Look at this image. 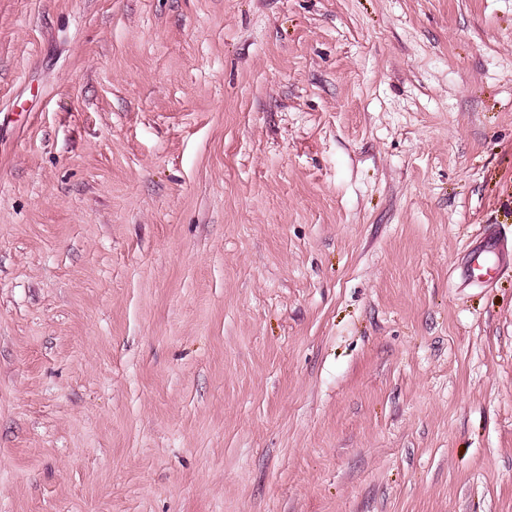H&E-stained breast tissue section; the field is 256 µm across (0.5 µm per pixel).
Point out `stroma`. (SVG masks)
<instances>
[{
  "label": "stroma",
  "mask_w": 512,
  "mask_h": 512,
  "mask_svg": "<svg viewBox=\"0 0 512 512\" xmlns=\"http://www.w3.org/2000/svg\"><path fill=\"white\" fill-rule=\"evenodd\" d=\"M0 512H512V0H0ZM500 250V245L497 241L493 239L487 240L486 249H482L480 251L474 252L470 259V277L473 284H483L485 280L475 279L473 276V269L477 271H485V274L488 273V269H490L489 263L490 259L487 258L489 256H496ZM475 266V267H474Z\"/></svg>",
  "instance_id": "35a3bbf8"
}]
</instances>
